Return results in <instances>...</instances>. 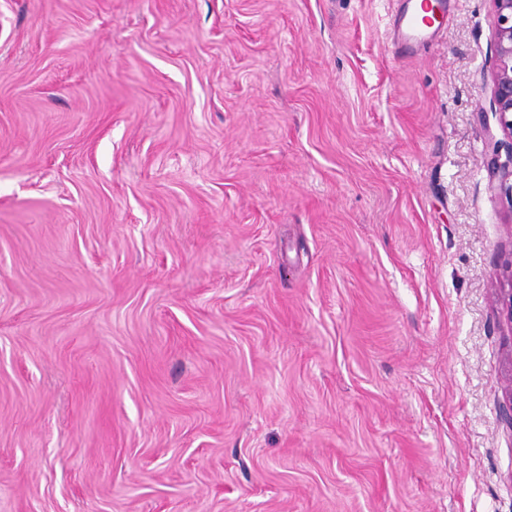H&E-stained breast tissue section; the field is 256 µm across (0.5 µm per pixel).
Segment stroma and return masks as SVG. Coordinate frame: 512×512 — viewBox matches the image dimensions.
I'll return each mask as SVG.
<instances>
[{"instance_id": "stroma-1", "label": "stroma", "mask_w": 512, "mask_h": 512, "mask_svg": "<svg viewBox=\"0 0 512 512\" xmlns=\"http://www.w3.org/2000/svg\"><path fill=\"white\" fill-rule=\"evenodd\" d=\"M0 0V512H512L491 0ZM412 0L407 4L406 10L399 12L393 21V26L398 33L399 36V46L401 51H408L415 47L416 44H424L428 41L431 35L439 29L445 21V15L442 16L438 13L440 12L438 4L432 5V8H425V5L428 1H423L418 5H411ZM420 10L424 11H432L431 17L421 15ZM438 10V12H437ZM441 18V20H440ZM437 23L436 27L432 30H429L432 26ZM430 25V26H428ZM425 26L426 28H422Z\"/></svg>"}]
</instances>
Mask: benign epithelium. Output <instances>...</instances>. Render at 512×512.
Returning <instances> with one entry per match:
<instances>
[{
  "label": "benign epithelium",
  "mask_w": 512,
  "mask_h": 512,
  "mask_svg": "<svg viewBox=\"0 0 512 512\" xmlns=\"http://www.w3.org/2000/svg\"><path fill=\"white\" fill-rule=\"evenodd\" d=\"M494 7V65L492 107L498 116L502 140L492 143L491 177L512 203V0H492ZM501 287L496 289L498 315L512 327V256L501 264ZM501 420L512 432V380L504 392Z\"/></svg>",
  "instance_id": "obj_1"
}]
</instances>
